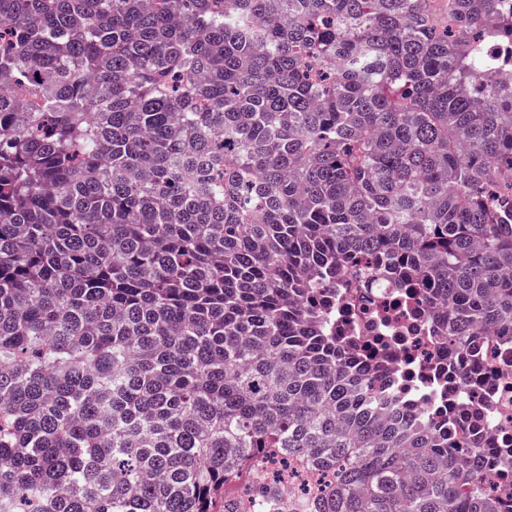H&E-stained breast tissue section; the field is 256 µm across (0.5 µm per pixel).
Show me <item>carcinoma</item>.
I'll list each match as a JSON object with an SVG mask.
<instances>
[{
  "label": "carcinoma",
  "mask_w": 512,
  "mask_h": 512,
  "mask_svg": "<svg viewBox=\"0 0 512 512\" xmlns=\"http://www.w3.org/2000/svg\"><path fill=\"white\" fill-rule=\"evenodd\" d=\"M512 0H0V512H498L322 288L512 336ZM266 473V462L259 459L258 463H252L244 467L236 477H232L224 483V490L225 487H232L235 491V497L241 501L245 497L246 492H251L254 486L266 476Z\"/></svg>",
  "instance_id": "obj_1"
}]
</instances>
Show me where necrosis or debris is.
I'll list each match as a JSON object with an SVG mask.
<instances>
[{"label": "necrosis or debris", "instance_id": "1", "mask_svg": "<svg viewBox=\"0 0 512 512\" xmlns=\"http://www.w3.org/2000/svg\"><path fill=\"white\" fill-rule=\"evenodd\" d=\"M336 333L348 350L381 364L391 381L409 379L419 404L431 405L437 395L435 373L444 366L453 373L450 392L461 410L482 412L481 437L459 425L449 431L452 444L477 448L479 454L512 445V337L495 336L479 361L452 346L438 345L432 318L421 298L390 279L362 283L344 272L336 279Z\"/></svg>", "mask_w": 512, "mask_h": 512}]
</instances>
